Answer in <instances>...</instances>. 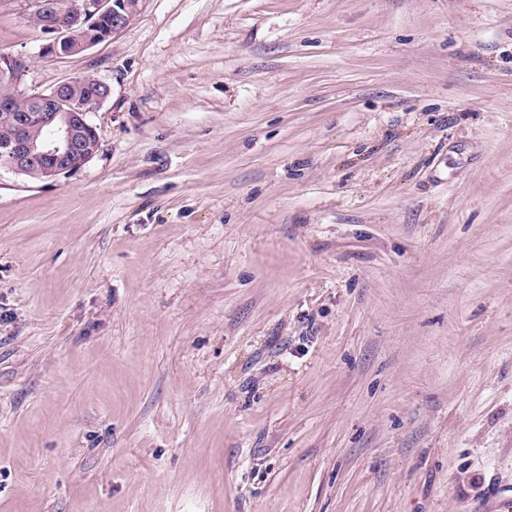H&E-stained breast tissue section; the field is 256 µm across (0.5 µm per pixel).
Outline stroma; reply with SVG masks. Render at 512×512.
Segmentation results:
<instances>
[{
	"label": "stroma",
	"mask_w": 512,
	"mask_h": 512,
	"mask_svg": "<svg viewBox=\"0 0 512 512\" xmlns=\"http://www.w3.org/2000/svg\"><path fill=\"white\" fill-rule=\"evenodd\" d=\"M99 150L0 169V512L512 494V0H142L41 52Z\"/></svg>",
	"instance_id": "stroma-1"
}]
</instances>
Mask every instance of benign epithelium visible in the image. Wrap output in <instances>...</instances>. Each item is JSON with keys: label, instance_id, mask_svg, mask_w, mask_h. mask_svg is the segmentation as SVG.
<instances>
[{"label": "benign epithelium", "instance_id": "1", "mask_svg": "<svg viewBox=\"0 0 512 512\" xmlns=\"http://www.w3.org/2000/svg\"><path fill=\"white\" fill-rule=\"evenodd\" d=\"M141 0H34V19L50 35L46 57L79 54L109 39L140 12ZM21 59L0 55V112H13V128L0 132V167L40 180L81 170L97 153L99 138L90 114L110 93L93 76L64 80L50 91L25 96L15 90Z\"/></svg>", "mask_w": 512, "mask_h": 512}]
</instances>
